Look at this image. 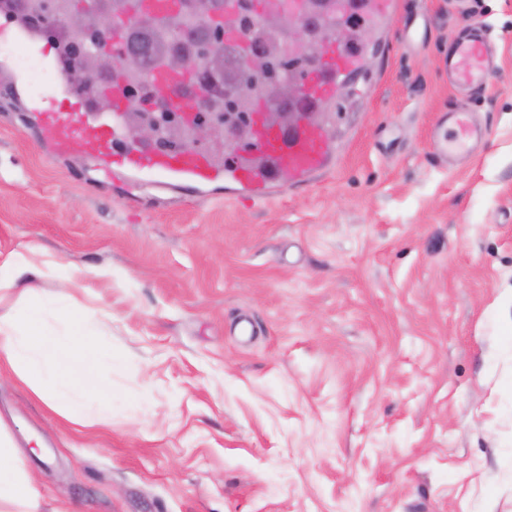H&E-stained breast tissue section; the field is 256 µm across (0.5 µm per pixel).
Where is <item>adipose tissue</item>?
I'll use <instances>...</instances> for the list:
<instances>
[{"label": "adipose tissue", "mask_w": 512, "mask_h": 512, "mask_svg": "<svg viewBox=\"0 0 512 512\" xmlns=\"http://www.w3.org/2000/svg\"><path fill=\"white\" fill-rule=\"evenodd\" d=\"M42 269L24 253L0 258V300L15 296L0 314V372L23 383L50 409L77 426L104 423L112 392L99 382L109 359L85 309L69 289L44 293L24 281ZM42 494L12 434L0 426V505L10 512H39Z\"/></svg>", "instance_id": "ef3b65f1"}]
</instances>
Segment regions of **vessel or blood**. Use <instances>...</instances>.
<instances>
[{
    "label": "vessel or blood",
    "mask_w": 512,
    "mask_h": 512,
    "mask_svg": "<svg viewBox=\"0 0 512 512\" xmlns=\"http://www.w3.org/2000/svg\"><path fill=\"white\" fill-rule=\"evenodd\" d=\"M121 9L123 24L150 13L164 33L178 15L174 0H123ZM12 37L43 62L54 61L50 40L22 25L15 28ZM359 64L358 54L334 42H324L318 69L302 81L299 99L303 118L280 131L258 132L247 149L221 163L189 143L128 141L126 119L133 103L128 84L119 77L112 80L111 110L93 107L73 91L61 74L55 77L51 98L30 97L29 109L38 118L46 144L59 153L91 147L104 173L119 172L137 183L198 194L224 186L232 189L237 198L259 203L267 201L274 189L306 183L334 162L335 151L326 126L316 121L315 115L327 111L335 102L342 81ZM492 64L487 34L476 25L464 24L448 53L449 84L459 90L480 87ZM145 85L153 96L167 100L172 111H179L184 83L168 70L164 59L153 62Z\"/></svg>",
    "instance_id": "obj_1"
}]
</instances>
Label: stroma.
Masks as SVG:
<instances>
[{
  "instance_id": "obj_1",
  "label": "stroma",
  "mask_w": 512,
  "mask_h": 512,
  "mask_svg": "<svg viewBox=\"0 0 512 512\" xmlns=\"http://www.w3.org/2000/svg\"><path fill=\"white\" fill-rule=\"evenodd\" d=\"M327 113L333 165L246 204L151 192L48 154L0 44V253L78 272L116 356L110 424L76 429L0 376L41 512H512V0L456 163L454 0H394Z\"/></svg>"
}]
</instances>
